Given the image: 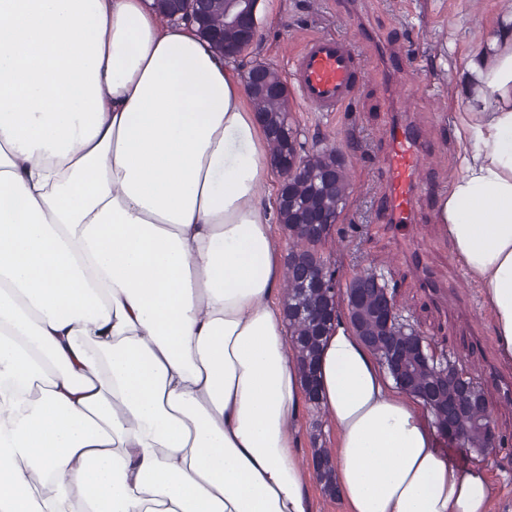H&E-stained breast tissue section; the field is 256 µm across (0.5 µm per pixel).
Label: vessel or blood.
<instances>
[{
	"instance_id": "1",
	"label": "vessel or blood",
	"mask_w": 512,
	"mask_h": 512,
	"mask_svg": "<svg viewBox=\"0 0 512 512\" xmlns=\"http://www.w3.org/2000/svg\"><path fill=\"white\" fill-rule=\"evenodd\" d=\"M294 68L296 91L304 104L319 112H338L352 99L362 65L348 39L314 35L302 42ZM388 134L392 155L385 202L391 223L400 226L414 221L427 151L421 130L410 121L394 122Z\"/></svg>"
}]
</instances>
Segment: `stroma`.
I'll return each mask as SVG.
<instances>
[{"label": "stroma", "mask_w": 512, "mask_h": 512, "mask_svg": "<svg viewBox=\"0 0 512 512\" xmlns=\"http://www.w3.org/2000/svg\"><path fill=\"white\" fill-rule=\"evenodd\" d=\"M496 0H261L254 46L237 59L291 73L298 45L315 34L349 38L362 58L356 94L340 112H315L289 98L290 118L306 144L334 147L345 159L351 195L321 246L340 286L369 269L394 294L401 320L426 336L435 357L480 382L499 439L483 462L496 476L492 507L512 501V364L503 362L478 289L460 268L436 222L437 204L460 173L455 157V114L450 84L463 57L493 29ZM400 46L405 71L399 96L384 77V53ZM404 117L417 124L430 150L422 170L428 189L414 224L397 235L381 206L389 160L386 127ZM331 444L320 409L305 407L298 461L310 466L314 448Z\"/></svg>", "instance_id": "stroma-1"}]
</instances>
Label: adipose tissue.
Here are the masks:
<instances>
[{"label":"adipose tissue","instance_id":"obj_1","mask_svg":"<svg viewBox=\"0 0 512 512\" xmlns=\"http://www.w3.org/2000/svg\"><path fill=\"white\" fill-rule=\"evenodd\" d=\"M437 222L512 363V0L458 75ZM264 127L152 0H0V512H316ZM319 404L344 512H489L347 321Z\"/></svg>","mask_w":512,"mask_h":512}]
</instances>
